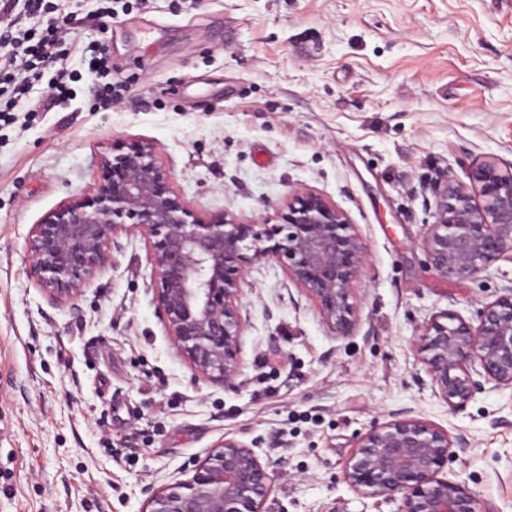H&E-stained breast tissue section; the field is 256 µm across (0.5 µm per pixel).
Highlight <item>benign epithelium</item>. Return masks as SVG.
I'll return each instance as SVG.
<instances>
[{"instance_id":"1","label":"benign epithelium","mask_w":512,"mask_h":512,"mask_svg":"<svg viewBox=\"0 0 512 512\" xmlns=\"http://www.w3.org/2000/svg\"><path fill=\"white\" fill-rule=\"evenodd\" d=\"M100 166L103 178L91 193L61 203L27 238L33 278L53 299L81 295L109 264L117 235L132 228L148 244L167 336L213 380L229 383L239 374L241 275L254 261H277L328 321L350 325V289L366 253L336 203L298 190L285 202V223L258 231L229 212L197 214L171 189L149 142L105 152ZM472 179L468 187L442 176L431 186L436 221L423 247L444 279L475 276L512 254V164L485 160ZM419 351L450 407L512 389V289L485 304L475 325L451 312L428 323ZM464 447V438L443 429L395 418L360 437L343 476L364 495L400 499L399 512H476L466 486L440 476L453 449ZM271 481L252 449L226 440L190 480L153 491L144 512H262Z\"/></svg>"}]
</instances>
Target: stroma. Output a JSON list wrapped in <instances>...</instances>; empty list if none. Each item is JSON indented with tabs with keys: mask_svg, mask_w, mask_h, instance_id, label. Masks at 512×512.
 <instances>
[{
	"mask_svg": "<svg viewBox=\"0 0 512 512\" xmlns=\"http://www.w3.org/2000/svg\"><path fill=\"white\" fill-rule=\"evenodd\" d=\"M52 2L69 32L0 114V512H143L227 439L277 475L262 512H399L343 479L359 438L397 417L463 437L443 477L479 512H512V389L449 408L416 350L430 320L476 322L512 288L510 256L444 279L422 245L432 179L467 185L483 159L512 162V0ZM102 43L125 88L109 111L87 70ZM131 139L155 145L201 215L278 224L298 188L346 211L366 252L352 324L254 262L241 371L209 379L167 336L134 230L82 296L51 300L26 239Z\"/></svg>",
	"mask_w": 512,
	"mask_h": 512,
	"instance_id": "obj_1",
	"label": "stroma"
}]
</instances>
